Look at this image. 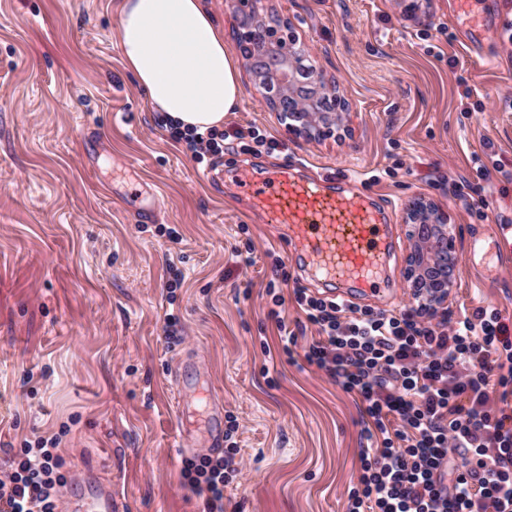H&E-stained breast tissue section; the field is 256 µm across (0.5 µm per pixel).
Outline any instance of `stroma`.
<instances>
[{
    "label": "stroma",
    "instance_id": "obj_1",
    "mask_svg": "<svg viewBox=\"0 0 512 512\" xmlns=\"http://www.w3.org/2000/svg\"><path fill=\"white\" fill-rule=\"evenodd\" d=\"M499 2L488 66L448 0H263L296 24L348 104V127L320 141L289 132L244 67L224 155L204 167L127 68L120 0H0V478L25 444L53 437L64 496L91 498L93 474L126 512H204L182 468L210 454L213 404L237 417L222 445L243 460L224 512H346L362 403L305 362L317 331L293 300L294 288L325 287L289 270L284 320L269 316L265 285L287 240L229 184L289 161L347 174L388 205L400 236L407 205L434 202L462 254L512 225V0ZM249 127L278 150H241L234 132ZM480 161L504 171L479 179ZM246 243L247 262L236 254ZM408 253L397 249L360 307L408 305ZM172 266L183 274L173 291ZM479 306L512 331V270L492 279L459 265L448 307ZM285 329L297 338L290 359ZM182 379L195 386L188 408Z\"/></svg>",
    "mask_w": 512,
    "mask_h": 512
}]
</instances>
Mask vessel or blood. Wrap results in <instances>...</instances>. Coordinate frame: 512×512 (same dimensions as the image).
Listing matches in <instances>:
<instances>
[{"mask_svg": "<svg viewBox=\"0 0 512 512\" xmlns=\"http://www.w3.org/2000/svg\"><path fill=\"white\" fill-rule=\"evenodd\" d=\"M479 0H452L453 16L470 45L487 40L491 28ZM237 192L268 223L288 231L292 262L332 286L333 297L353 302L359 292L380 286L394 247L384 207L344 179L311 178L286 164L263 177L239 176ZM512 240V226L502 224L494 237L475 240L467 255L476 270L493 272ZM72 512H120L111 487L98 488L91 501H76Z\"/></svg>", "mask_w": 512, "mask_h": 512, "instance_id": "obj_1", "label": "vessel or blood"}]
</instances>
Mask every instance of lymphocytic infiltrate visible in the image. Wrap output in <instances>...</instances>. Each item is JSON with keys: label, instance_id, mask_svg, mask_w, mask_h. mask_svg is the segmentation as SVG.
Returning a JSON list of instances; mask_svg holds the SVG:
<instances>
[{"label": "lymphocytic infiltrate", "instance_id": "1", "mask_svg": "<svg viewBox=\"0 0 512 512\" xmlns=\"http://www.w3.org/2000/svg\"><path fill=\"white\" fill-rule=\"evenodd\" d=\"M293 294L319 331L305 361L364 405L347 512H512V338L497 309L440 321L413 305L394 314ZM61 467L55 441L22 448L0 479V512H59ZM237 469L228 448L185 461L183 476L207 512H224Z\"/></svg>", "mask_w": 512, "mask_h": 512}]
</instances>
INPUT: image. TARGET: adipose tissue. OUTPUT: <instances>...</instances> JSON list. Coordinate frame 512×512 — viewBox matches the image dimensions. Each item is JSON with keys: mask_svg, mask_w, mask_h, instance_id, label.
Here are the masks:
<instances>
[{"mask_svg": "<svg viewBox=\"0 0 512 512\" xmlns=\"http://www.w3.org/2000/svg\"><path fill=\"white\" fill-rule=\"evenodd\" d=\"M119 39L151 106L181 128H221L238 106L237 64L201 0H122Z\"/></svg>", "mask_w": 512, "mask_h": 512, "instance_id": "obj_1", "label": "adipose tissue"}]
</instances>
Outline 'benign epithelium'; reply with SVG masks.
<instances>
[{
	"mask_svg": "<svg viewBox=\"0 0 512 512\" xmlns=\"http://www.w3.org/2000/svg\"><path fill=\"white\" fill-rule=\"evenodd\" d=\"M239 23V44L254 45L248 68L265 85L264 97L274 111L288 117V129L309 140H319L346 128L348 113L324 112L318 107L319 83L303 76L285 83L281 75L308 54L289 19L271 24L261 18V0H233ZM410 254L405 276L415 299L429 311L440 312L457 280L459 256L455 250L454 225L448 215L430 201L417 200L406 208Z\"/></svg>",
	"mask_w": 512,
	"mask_h": 512,
	"instance_id": "obj_1",
	"label": "benign epithelium"
}]
</instances>
